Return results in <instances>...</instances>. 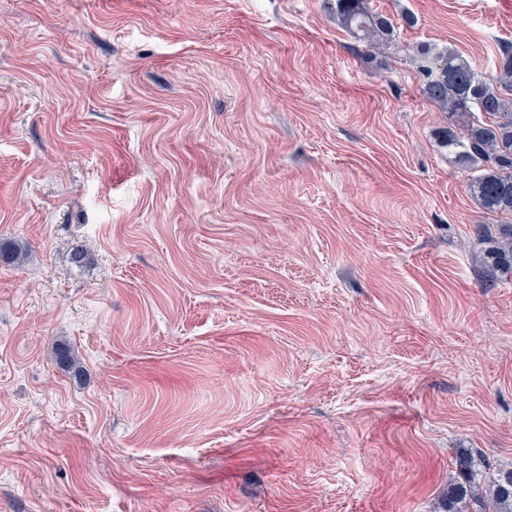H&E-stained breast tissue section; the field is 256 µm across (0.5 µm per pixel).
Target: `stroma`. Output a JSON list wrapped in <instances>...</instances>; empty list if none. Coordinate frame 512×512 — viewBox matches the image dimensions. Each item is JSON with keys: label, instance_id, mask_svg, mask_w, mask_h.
Wrapping results in <instances>:
<instances>
[{"label": "stroma", "instance_id": "1", "mask_svg": "<svg viewBox=\"0 0 512 512\" xmlns=\"http://www.w3.org/2000/svg\"><path fill=\"white\" fill-rule=\"evenodd\" d=\"M365 5L373 50L335 0H0V512H443L459 454L512 467V273L415 63L492 70L512 0ZM336 16L347 29L370 47L376 46L381 35L394 30L393 20L383 15L371 14L364 0H336Z\"/></svg>", "mask_w": 512, "mask_h": 512}]
</instances>
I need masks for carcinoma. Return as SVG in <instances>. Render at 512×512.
<instances>
[{
	"mask_svg": "<svg viewBox=\"0 0 512 512\" xmlns=\"http://www.w3.org/2000/svg\"><path fill=\"white\" fill-rule=\"evenodd\" d=\"M336 16L369 46L394 30L393 20L370 13L364 0H336ZM422 91L442 110L463 118L445 131V146L472 171L469 190L487 211L511 221L486 228L492 251L512 269V46L489 73H478L463 55L445 51L423 53ZM27 256L21 245L0 243V261L19 264ZM476 460L456 459L457 480L448 485L445 512H512V468L489 480L478 479Z\"/></svg>",
	"mask_w": 512,
	"mask_h": 512,
	"instance_id": "cac0c4a2",
	"label": "carcinoma"
}]
</instances>
